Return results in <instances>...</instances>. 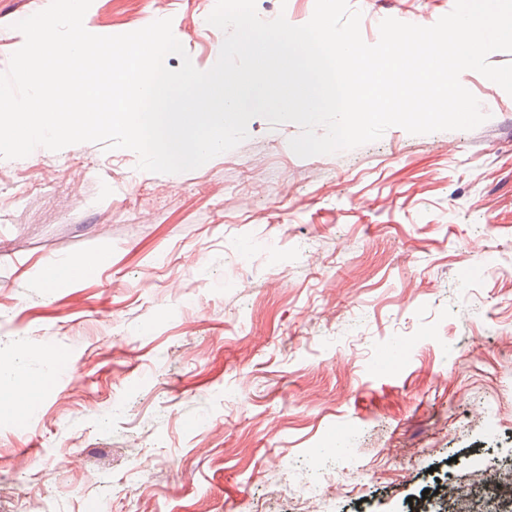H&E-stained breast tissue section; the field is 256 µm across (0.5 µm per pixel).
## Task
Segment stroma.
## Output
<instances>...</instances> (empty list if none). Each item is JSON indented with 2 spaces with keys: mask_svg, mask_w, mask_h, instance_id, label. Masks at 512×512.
<instances>
[{
  "mask_svg": "<svg viewBox=\"0 0 512 512\" xmlns=\"http://www.w3.org/2000/svg\"><path fill=\"white\" fill-rule=\"evenodd\" d=\"M48 4L0 0V71ZM215 4L93 0L84 26L171 19L205 71ZM348 4L372 45L455 0ZM464 82L475 129L331 155L256 117L178 174L98 143L0 159V389L36 391L0 411V512H450L475 459L512 467V95Z\"/></svg>",
  "mask_w": 512,
  "mask_h": 512,
  "instance_id": "1",
  "label": "stroma"
}]
</instances>
